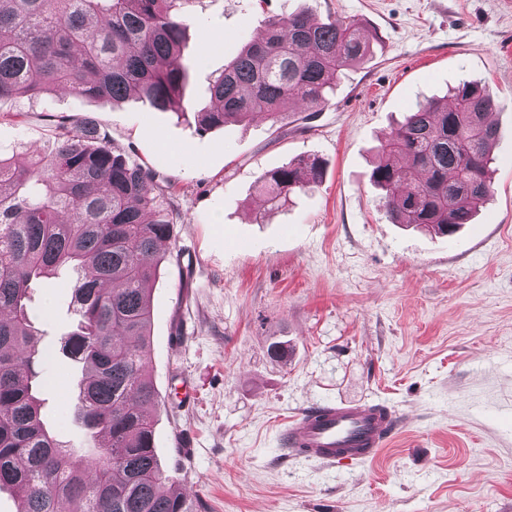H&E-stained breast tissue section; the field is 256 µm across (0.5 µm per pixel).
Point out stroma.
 <instances>
[{
    "label": "stroma",
    "mask_w": 512,
    "mask_h": 512,
    "mask_svg": "<svg viewBox=\"0 0 512 512\" xmlns=\"http://www.w3.org/2000/svg\"><path fill=\"white\" fill-rule=\"evenodd\" d=\"M300 9L361 21L372 59L315 115L201 129L195 108L259 20ZM184 14L183 113L0 100V149L19 160L53 147L60 117L88 118L174 186L147 362L162 463L204 512H512V0H188ZM464 78L497 103L481 234L391 223L370 180L377 147ZM302 155L321 184L271 205L258 176ZM71 278L38 288L29 316L44 417L81 448L77 371L59 351ZM330 401L385 404L401 429L351 467L281 446L287 418Z\"/></svg>",
    "instance_id": "1"
}]
</instances>
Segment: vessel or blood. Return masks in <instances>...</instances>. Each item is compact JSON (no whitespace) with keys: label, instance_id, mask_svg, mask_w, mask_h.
<instances>
[{"label":"vessel or blood","instance_id":"vessel-or-blood-1","mask_svg":"<svg viewBox=\"0 0 512 512\" xmlns=\"http://www.w3.org/2000/svg\"><path fill=\"white\" fill-rule=\"evenodd\" d=\"M400 426L399 415L387 406L334 402L294 415L279 437L295 455L353 465L378 457Z\"/></svg>","mask_w":512,"mask_h":512}]
</instances>
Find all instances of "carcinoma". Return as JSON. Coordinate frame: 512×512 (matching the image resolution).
Here are the masks:
<instances>
[{"instance_id": "obj_1", "label": "carcinoma", "mask_w": 512, "mask_h": 512, "mask_svg": "<svg viewBox=\"0 0 512 512\" xmlns=\"http://www.w3.org/2000/svg\"><path fill=\"white\" fill-rule=\"evenodd\" d=\"M182 0H0V99L43 93L116 104L130 95L182 112ZM371 53L355 19L309 11L267 16L216 76L202 128L288 107L316 113L343 70ZM495 102L462 79L440 100L416 102L376 152L373 184L395 224L449 236L472 223L493 192ZM51 152L19 164L0 152V491L16 512H201L169 487L150 453L158 395L146 367L149 285L174 233L171 185L115 148L89 121L59 123ZM300 156L258 178L269 200L322 181ZM75 272L63 355L80 368L75 412L89 449L55 437L37 395L41 331L29 308L37 283Z\"/></svg>"}]
</instances>
